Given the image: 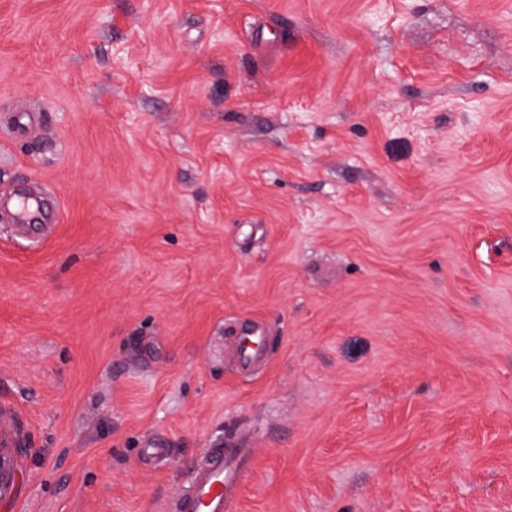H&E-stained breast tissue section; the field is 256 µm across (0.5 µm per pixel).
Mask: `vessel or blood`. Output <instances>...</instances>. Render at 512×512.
Instances as JSON below:
<instances>
[{
	"label": "vessel or blood",
	"mask_w": 512,
	"mask_h": 512,
	"mask_svg": "<svg viewBox=\"0 0 512 512\" xmlns=\"http://www.w3.org/2000/svg\"><path fill=\"white\" fill-rule=\"evenodd\" d=\"M245 343L236 349L240 364H248L260 357L266 345L267 327L257 321H245ZM240 448L212 449L206 462L193 474L188 489L175 501L174 512H228L241 482Z\"/></svg>",
	"instance_id": "vessel-or-blood-1"
}]
</instances>
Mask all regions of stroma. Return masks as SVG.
Returning a JSON list of instances; mask_svg holds the SVG:
<instances>
[{"label": "stroma", "instance_id": "1", "mask_svg": "<svg viewBox=\"0 0 512 512\" xmlns=\"http://www.w3.org/2000/svg\"><path fill=\"white\" fill-rule=\"evenodd\" d=\"M22 185L0 512H512V0H0ZM244 333L250 343L245 341L236 349V359L240 364H248L260 357L265 350L267 327L257 321L244 320ZM18 443L14 429L0 413V444L5 447L0 446V500L12 492L16 482L17 458L21 451L16 446ZM245 448H213L174 502L175 512H227L241 482Z\"/></svg>", "mask_w": 512, "mask_h": 512}]
</instances>
